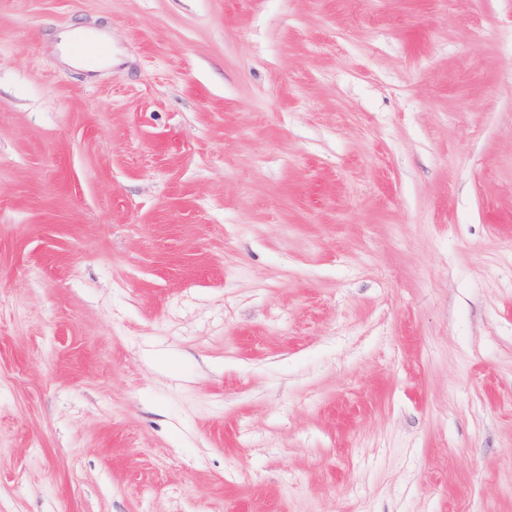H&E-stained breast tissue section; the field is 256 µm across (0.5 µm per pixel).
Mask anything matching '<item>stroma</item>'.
<instances>
[{
  "mask_svg": "<svg viewBox=\"0 0 512 512\" xmlns=\"http://www.w3.org/2000/svg\"><path fill=\"white\" fill-rule=\"evenodd\" d=\"M0 512H512V0H0ZM65 49L87 67L99 63L112 64L111 49L94 33L69 36L65 42Z\"/></svg>",
  "mask_w": 512,
  "mask_h": 512,
  "instance_id": "obj_1",
  "label": "stroma"
}]
</instances>
